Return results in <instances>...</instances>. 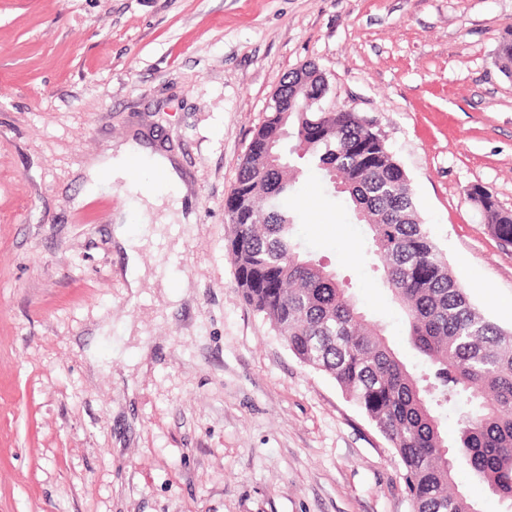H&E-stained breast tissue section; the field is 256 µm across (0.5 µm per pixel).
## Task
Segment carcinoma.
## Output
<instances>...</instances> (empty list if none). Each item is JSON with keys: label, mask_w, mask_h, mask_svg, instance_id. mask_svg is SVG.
I'll use <instances>...</instances> for the list:
<instances>
[{"label": "carcinoma", "mask_w": 512, "mask_h": 512, "mask_svg": "<svg viewBox=\"0 0 512 512\" xmlns=\"http://www.w3.org/2000/svg\"><path fill=\"white\" fill-rule=\"evenodd\" d=\"M495 64L512 78V31ZM325 93L316 66L289 73L276 96L293 109L268 112L252 137L225 203L237 288L300 362L335 380L375 423L400 458L413 512H479L454 482L458 455L512 504V332L477 311L452 275L374 119L318 108ZM306 171L321 173L368 226L375 268L427 371L412 373L336 273L301 249L288 200ZM466 195L511 245L512 211L483 187ZM460 401L469 411L450 442L442 414Z\"/></svg>", "instance_id": "carcinoma-1"}]
</instances>
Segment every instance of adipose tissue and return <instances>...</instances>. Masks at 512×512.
<instances>
[{
    "mask_svg": "<svg viewBox=\"0 0 512 512\" xmlns=\"http://www.w3.org/2000/svg\"><path fill=\"white\" fill-rule=\"evenodd\" d=\"M135 157L149 166L166 185L179 187V176L167 158L153 154L148 147L133 142L121 144L111 156L92 162L86 170L88 184L93 185L103 180L121 178L132 187L141 188L140 173L131 166V160Z\"/></svg>",
    "mask_w": 512,
    "mask_h": 512,
    "instance_id": "obj_1",
    "label": "adipose tissue"
}]
</instances>
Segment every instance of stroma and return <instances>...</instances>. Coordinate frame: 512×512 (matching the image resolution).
Returning a JSON list of instances; mask_svg holds the SVG:
<instances>
[{"label": "stroma", "mask_w": 512, "mask_h": 512, "mask_svg": "<svg viewBox=\"0 0 512 512\" xmlns=\"http://www.w3.org/2000/svg\"><path fill=\"white\" fill-rule=\"evenodd\" d=\"M512 0H0V512H410L403 468L336 382L236 288L224 202L285 74L377 121L472 304L512 328V247L467 198L512 210ZM137 138L174 156L175 199L141 209L91 159ZM414 372L364 226L321 174L293 200ZM128 213L145 275L112 238ZM495 64L501 73L512 78V31H507L499 40Z\"/></svg>", "instance_id": "1"}]
</instances>
